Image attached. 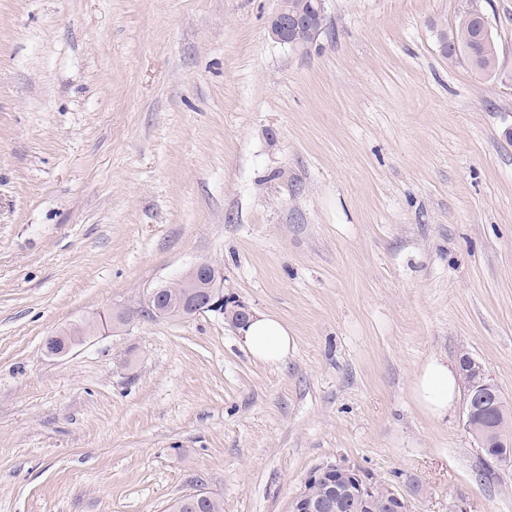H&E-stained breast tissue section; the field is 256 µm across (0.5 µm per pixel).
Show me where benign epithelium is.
Masks as SVG:
<instances>
[{
    "mask_svg": "<svg viewBox=\"0 0 512 512\" xmlns=\"http://www.w3.org/2000/svg\"><path fill=\"white\" fill-rule=\"evenodd\" d=\"M324 0H314L306 13L288 10L284 0L274 15L269 33L277 42L296 44L300 39L313 40L324 26ZM185 289L180 313L190 318L200 313L217 312L236 329L243 328L253 316L251 308L232 295L224 294V276L207 260L193 264L175 280ZM462 367L463 426L477 448L490 443L509 448L512 443L500 439L495 426L476 422V412L496 390L495 381L481 365L468 355L460 359ZM327 481L334 487L335 497L323 499L314 495L316 484ZM408 512V504L400 492L345 461H326L316 465L302 479L299 489L291 497L288 512Z\"/></svg>",
    "mask_w": 512,
    "mask_h": 512,
    "instance_id": "7a95c632",
    "label": "benign epithelium"
}]
</instances>
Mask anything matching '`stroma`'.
<instances>
[{
  "instance_id": "stroma-1",
  "label": "stroma",
  "mask_w": 512,
  "mask_h": 512,
  "mask_svg": "<svg viewBox=\"0 0 512 512\" xmlns=\"http://www.w3.org/2000/svg\"><path fill=\"white\" fill-rule=\"evenodd\" d=\"M0 0V512H288L343 460L410 512H512L422 366L512 402V0ZM477 5L498 76L439 35ZM200 260L287 324L264 363L146 299ZM120 310L69 355L46 337ZM312 0H288L282 1L280 9L274 15L269 33L277 42L297 44L300 36L303 41H312L318 36L324 26L325 6L324 0H314L308 13H294L288 11V7L294 11H302L309 8ZM415 395L431 414L442 415L454 402L458 392L457 371L439 360L426 363L415 381ZM209 497L183 496L169 507L170 512H224V502L208 492Z\"/></svg>"
}]
</instances>
